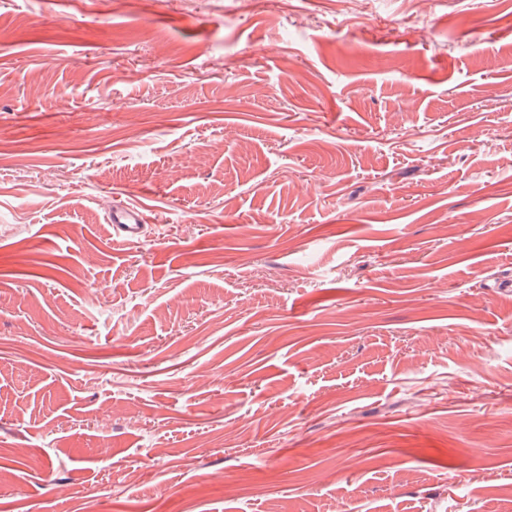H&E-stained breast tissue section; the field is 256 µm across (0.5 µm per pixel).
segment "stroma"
Here are the masks:
<instances>
[{"mask_svg": "<svg viewBox=\"0 0 512 512\" xmlns=\"http://www.w3.org/2000/svg\"><path fill=\"white\" fill-rule=\"evenodd\" d=\"M90 488L506 512L512 0H0V512ZM113 234L124 241L140 240L147 223L146 215L135 205H119L109 216Z\"/></svg>", "mask_w": 512, "mask_h": 512, "instance_id": "35a3bbf8", "label": "stroma"}]
</instances>
